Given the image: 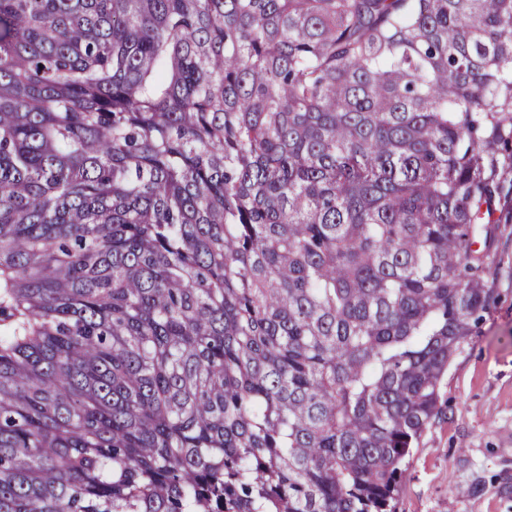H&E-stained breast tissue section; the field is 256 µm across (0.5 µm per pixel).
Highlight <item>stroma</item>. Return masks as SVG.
<instances>
[{"label":"stroma","instance_id":"obj_1","mask_svg":"<svg viewBox=\"0 0 512 512\" xmlns=\"http://www.w3.org/2000/svg\"><path fill=\"white\" fill-rule=\"evenodd\" d=\"M491 293L441 388V413L408 459L397 512H512V220L492 227Z\"/></svg>","mask_w":512,"mask_h":512}]
</instances>
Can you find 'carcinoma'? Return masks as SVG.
Returning <instances> with one entry per match:
<instances>
[{
  "label": "carcinoma",
  "instance_id": "cac0c4a2",
  "mask_svg": "<svg viewBox=\"0 0 512 512\" xmlns=\"http://www.w3.org/2000/svg\"><path fill=\"white\" fill-rule=\"evenodd\" d=\"M512 211V0H0V512H396Z\"/></svg>",
  "mask_w": 512,
  "mask_h": 512
}]
</instances>
